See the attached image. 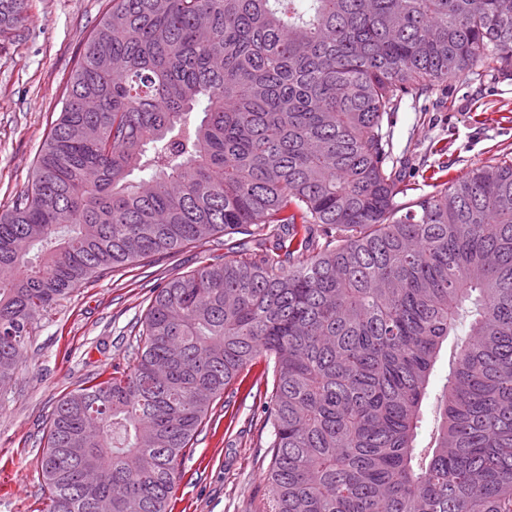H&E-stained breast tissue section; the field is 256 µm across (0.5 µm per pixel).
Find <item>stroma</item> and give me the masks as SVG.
<instances>
[{
  "label": "stroma",
  "mask_w": 512,
  "mask_h": 512,
  "mask_svg": "<svg viewBox=\"0 0 512 512\" xmlns=\"http://www.w3.org/2000/svg\"><path fill=\"white\" fill-rule=\"evenodd\" d=\"M108 0H30L29 20L0 45V211L25 189L62 92ZM395 154L406 159L408 200L445 179L512 160V77L463 74L407 96L393 116ZM210 238L76 288L35 329L17 378L0 391V512H49L39 461L58 400L87 378L127 366L153 290L175 275L223 260ZM269 374L248 367L227 387L188 449L172 512H263L268 431L259 406Z\"/></svg>",
  "instance_id": "1"
}]
</instances>
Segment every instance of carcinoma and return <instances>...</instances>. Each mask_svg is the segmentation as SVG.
I'll list each match as a JSON object with an SVG mask.
<instances>
[{
    "instance_id": "obj_1",
    "label": "carcinoma",
    "mask_w": 512,
    "mask_h": 512,
    "mask_svg": "<svg viewBox=\"0 0 512 512\" xmlns=\"http://www.w3.org/2000/svg\"><path fill=\"white\" fill-rule=\"evenodd\" d=\"M27 7L0 0V44ZM483 69L512 73V0H109L0 213V387L83 282L218 234L224 261L156 288L129 369L57 402L50 512H169L258 360L265 512H512V161L410 206L384 128ZM460 336H449L448 345L444 344L441 356L437 361L431 377L430 395L423 404V419L420 435L417 439L418 446L424 447L430 440L436 419V398L449 373V357L451 350L456 344V338Z\"/></svg>"
}]
</instances>
